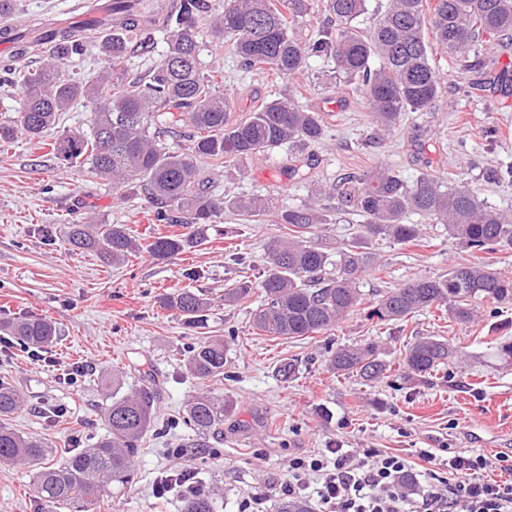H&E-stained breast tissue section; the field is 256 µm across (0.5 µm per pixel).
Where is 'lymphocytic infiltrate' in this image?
I'll use <instances>...</instances> for the list:
<instances>
[{"instance_id": "f902f5d3", "label": "lymphocytic infiltrate", "mask_w": 512, "mask_h": 512, "mask_svg": "<svg viewBox=\"0 0 512 512\" xmlns=\"http://www.w3.org/2000/svg\"><path fill=\"white\" fill-rule=\"evenodd\" d=\"M420 457L431 464L433 483L415 497L404 492L410 461L375 448L294 458L283 489L300 496L310 475H317L318 512H512V481L487 476L496 468L512 473V457L453 449L444 458L428 450Z\"/></svg>"}]
</instances>
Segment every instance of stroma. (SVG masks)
<instances>
[{"label":"stroma","instance_id":"1","mask_svg":"<svg viewBox=\"0 0 512 512\" xmlns=\"http://www.w3.org/2000/svg\"><path fill=\"white\" fill-rule=\"evenodd\" d=\"M198 41L202 71L223 72L222 89L233 98L230 121H243L291 93L303 108L319 113L325 137L309 147H282L242 161L198 158L214 195L266 198L268 215L251 220L227 209L199 246L163 261L143 252L117 265L71 251L66 225L90 215L102 224L126 225L139 240L176 235L180 228L153 223L139 185L113 190L51 151L62 134L88 130V104L62 113L44 143L20 133L1 146L0 321L44 317L59 331L45 361L17 346L0 351V376L28 396L12 426L42 438L62 456L105 433L102 380L119 379L127 391H156L157 420L167 423L166 432L146 436L131 485L113 489L94 512H183L178 493L159 499L155 488L160 476L188 466L197 469L202 485L219 488L215 512H242L245 498L255 493L265 497L267 512H276L289 461L327 448H377L413 461V493L430 482L420 449L512 455V361L496 352L497 338H512V307L481 303L467 324L437 310L384 324L365 312L383 291L447 272L465 258L442 225L422 224L415 245L380 242L377 266L359 277L364 309L325 333L276 339L258 331L251 324V311L262 299L257 288L236 304L224 302L240 267L260 282L269 244L285 234L275 214L315 199V187L335 184L346 173L388 167L409 181L424 172L449 177L512 216V179L505 176L512 166V46L486 50L487 69L497 81L476 96L468 89L474 75L464 59L433 46L432 62L443 75L433 109L405 113L394 130L378 132L368 100L337 77L333 60L310 58L303 75L289 78L243 70L233 47L212 39L208 29L200 30ZM370 134L376 142L368 147ZM183 288L209 298L204 325L186 327L161 306V297ZM416 336L449 339L465 353V362L440 379L405 376L400 354ZM208 338L223 340L227 362L223 376L200 381L186 372L183 348ZM370 340L389 366L385 378L369 383L327 371L326 347ZM291 357L300 363L298 376L277 380L275 366ZM75 365L83 367L82 377L65 381ZM146 370L151 378H143ZM206 390L230 405L221 453L175 457L173 449L188 443L187 401ZM0 512L75 509L40 505L29 467L0 465Z\"/></svg>","mask_w":512,"mask_h":512}]
</instances>
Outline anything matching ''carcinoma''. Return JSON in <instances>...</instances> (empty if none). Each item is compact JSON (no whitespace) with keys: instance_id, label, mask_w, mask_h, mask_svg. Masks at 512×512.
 I'll return each instance as SVG.
<instances>
[{"instance_id":"carcinoma-1","label":"carcinoma","mask_w":512,"mask_h":512,"mask_svg":"<svg viewBox=\"0 0 512 512\" xmlns=\"http://www.w3.org/2000/svg\"><path fill=\"white\" fill-rule=\"evenodd\" d=\"M146 0H110L105 17L98 7L84 6L80 23H37L11 29L19 51L3 67L6 81L20 95L15 118L0 122V141L18 131L42 138L61 112L78 99L91 106L89 130L68 133L52 143L58 156L72 165L88 167L117 190L137 181L152 205L153 223L186 227L213 224L226 208L257 216L267 211L264 200L217 199L200 177L199 157L243 158L273 151L285 144L310 145L322 140L324 128L315 112L303 109L297 98L284 93L265 103L239 123L228 121L233 106L228 95L216 91L221 71L205 74L199 62V21L208 13L207 0H173L164 13L147 10ZM305 11L303 0H227L211 22L216 40L232 43L241 68L270 70L295 77L304 73L307 59L325 56L336 63L344 78L363 91L378 127L391 129L405 112H428L442 81L431 62L425 29L450 54L464 55L479 42L512 41V0H388L378 23L365 30L359 19L367 0H326L327 17L314 38L298 41L292 26ZM162 26L167 51L161 62L140 79H126L131 44L145 25ZM98 46L102 67L82 82H74L66 68L88 48ZM28 55L42 57L31 68ZM188 114L196 129L190 146L172 149L166 136L179 116ZM342 202L366 219L352 236L334 245L307 240L311 230L327 224L326 215L305 203L276 214L288 230V239L270 244L269 266L259 283L263 301L252 312V325L273 338L312 337L336 326L362 305L359 276L376 262L367 252L378 241L394 244L420 239L419 224L407 222L415 214L441 224L448 238L457 241L470 258L457 262L442 275L421 276L380 296L368 311L380 323L443 308L460 323L474 319L475 302L512 304V274L474 261L477 255L512 249V217L479 199L469 187L432 174L409 182L385 169L348 174L336 189ZM204 229L190 234L159 235L146 246L123 224L67 225L66 242L72 249L95 253L114 263L125 261L140 248L157 260H166L201 243ZM249 280L224 293V302L245 299ZM186 326L197 328L210 306L204 295L184 289L162 299ZM0 333L12 336L21 347L47 348L58 336L56 326L43 317L0 322ZM184 366L204 381L224 374V343L198 341L186 347ZM462 352L437 336H417L402 352L404 373L433 377L461 362ZM326 368L343 377L367 381L381 378L389 365L378 344L329 348ZM298 360L288 358L275 367L282 381L299 373ZM154 394L148 389L120 393L115 387L104 409L106 434L86 448L71 452L59 463L44 467L55 449L42 439L25 436L10 424L27 402L26 395L0 376V464L37 467L34 491L45 503L76 505L77 512H92L112 486L129 483L134 458L143 437L154 426ZM226 403L208 393L189 401L187 422L197 439L193 448L209 447V439L224 435ZM172 482L184 500V512H214V495L205 491L196 475L187 471Z\"/></svg>"}]
</instances>
